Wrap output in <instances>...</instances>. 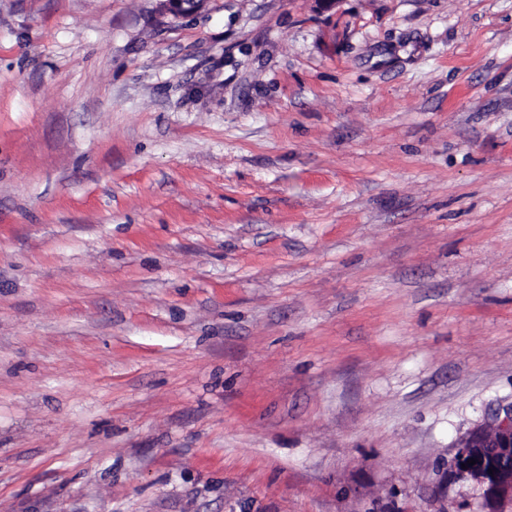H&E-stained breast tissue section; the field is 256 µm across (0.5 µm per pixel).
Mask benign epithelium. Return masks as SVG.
I'll use <instances>...</instances> for the list:
<instances>
[{
    "mask_svg": "<svg viewBox=\"0 0 512 512\" xmlns=\"http://www.w3.org/2000/svg\"><path fill=\"white\" fill-rule=\"evenodd\" d=\"M205 0H163L175 18L197 13ZM475 459L476 464L467 461ZM471 482L491 499H512V404L491 411L486 421L463 437L448 461V482Z\"/></svg>",
    "mask_w": 512,
    "mask_h": 512,
    "instance_id": "1",
    "label": "benign epithelium"
}]
</instances>
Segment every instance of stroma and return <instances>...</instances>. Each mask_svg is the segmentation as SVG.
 I'll return each mask as SVG.
<instances>
[{
  "label": "stroma",
  "instance_id": "obj_1",
  "mask_svg": "<svg viewBox=\"0 0 512 512\" xmlns=\"http://www.w3.org/2000/svg\"><path fill=\"white\" fill-rule=\"evenodd\" d=\"M512 0H0V512H512ZM206 0H163L162 10L175 18H186L197 13ZM471 458L476 464H467ZM464 481L480 487L485 497L512 501V403L493 409L482 425L458 442L448 461V482Z\"/></svg>",
  "mask_w": 512,
  "mask_h": 512
}]
</instances>
